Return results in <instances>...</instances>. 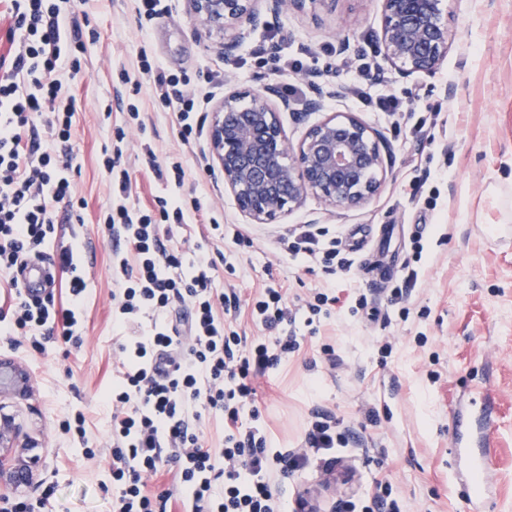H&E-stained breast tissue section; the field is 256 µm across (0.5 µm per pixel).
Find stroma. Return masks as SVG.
Returning <instances> with one entry per match:
<instances>
[{
  "label": "stroma",
  "mask_w": 512,
  "mask_h": 512,
  "mask_svg": "<svg viewBox=\"0 0 512 512\" xmlns=\"http://www.w3.org/2000/svg\"><path fill=\"white\" fill-rule=\"evenodd\" d=\"M162 12L140 20L134 0H75L73 20L85 44L81 71L70 77L76 99L73 140L80 171L73 194L82 200L79 220L60 225L65 238L81 235L97 244L84 307V341L73 348L47 342L38 351L0 335V360L22 365L31 395L7 400L25 432L39 443L38 463L26 492L53 493L42 512H112L108 453L88 459L85 446L102 441L112 423L104 393L122 341L112 327L113 242L98 222L110 198L102 166L110 132L137 105L143 125L133 130L121 165L132 181V200L177 193L185 204L200 201L204 214L175 233L172 244L193 253L206 229L205 217L234 224L243 241L213 239L214 286L243 296L272 286L291 308L314 293L335 296L330 315L313 324L297 321L299 351L273 371L258 407L273 448L300 446L313 408L335 415L354 435L337 452L355 469V483L329 481L319 462L279 486L283 507L304 488L329 483L323 512L352 506L362 512L375 484L387 479L400 512H512V0H454L446 17L454 38L441 69L388 83L400 97L399 115L373 112L349 93L359 65L336 51L337 35L374 39L382 20L380 0H336L334 10L306 7L271 19L267 29L225 58L219 36L190 12L187 0H162ZM165 74L189 80L211 104L199 111L210 125L213 106L230 91L284 85L281 59L303 62L314 76L308 96L325 91L323 112H352L380 130L391 147L389 171L365 204L326 214L315 196L273 224H250L238 212L209 155V138L191 147L178 137L172 110L155 100L152 83L134 70L140 54ZM344 87V97L330 91ZM323 112H284L290 141H298ZM438 124L429 135L412 128L430 113ZM150 143L158 162L179 156L184 184L173 189L137 156ZM431 178L423 198L412 185ZM319 223L336 247L354 260L350 270L326 275L321 266L293 259L287 241L295 229ZM418 282L401 304H391L408 267ZM390 355H382L383 345ZM494 410L484 448L483 496L469 499L465 461L452 439L457 410L478 412L484 400ZM86 418L85 439L58 432L74 413Z\"/></svg>",
  "instance_id": "1"
}]
</instances>
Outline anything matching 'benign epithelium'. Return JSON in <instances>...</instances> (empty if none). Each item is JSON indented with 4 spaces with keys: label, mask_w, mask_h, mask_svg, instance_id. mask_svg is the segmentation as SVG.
Here are the masks:
<instances>
[{
    "label": "benign epithelium",
    "mask_w": 512,
    "mask_h": 512,
    "mask_svg": "<svg viewBox=\"0 0 512 512\" xmlns=\"http://www.w3.org/2000/svg\"><path fill=\"white\" fill-rule=\"evenodd\" d=\"M194 16L212 32L224 36V57L267 26L256 0H188ZM267 12L279 15L302 10L306 4L331 0H264ZM382 22L373 48L388 64L378 73L389 79L430 76L448 57L452 35L444 16L447 0H381ZM269 84L261 93L238 91L224 97L213 111L209 152L220 168L238 211L252 224H270L315 195L334 214L364 204L379 189L386 174L388 147L376 131L352 112H333L312 125L292 144L279 114L290 110ZM29 391L26 371L0 361V393L23 396ZM19 427L0 414V485L16 487L32 475L28 461L14 454Z\"/></svg>",
    "instance_id": "obj_1"
}]
</instances>
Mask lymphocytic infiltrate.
Wrapping results in <instances>:
<instances>
[{
    "label": "lymphocytic infiltrate",
    "instance_id": "obj_1",
    "mask_svg": "<svg viewBox=\"0 0 512 512\" xmlns=\"http://www.w3.org/2000/svg\"><path fill=\"white\" fill-rule=\"evenodd\" d=\"M70 2L6 0L10 48L0 56V319L10 335L24 336L39 350L52 339L80 346L88 288L70 247L56 251L51 262L65 301L51 293L28 296L14 276L52 245L59 206L72 202L75 98L56 77L80 69L83 44L69 30ZM138 71L152 77L162 106L177 109L181 141L198 139L197 92L177 76L155 72L148 56H140ZM103 166L111 178L100 222L114 241L112 323L139 327L119 346L109 394L113 512H281L277 481L307 467L315 454L325 472H333L337 449L351 438L334 416L317 410L304 450L271 449L257 383L299 350L295 312L279 289H265L250 308L265 337L241 336L232 326L241 293L216 292L206 246L197 244L189 260L168 243L185 222L182 205L169 194L155 197L153 209L137 207L119 158H104ZM288 250L329 273L353 265L335 241L310 228L295 234ZM178 304L187 319L173 318ZM245 414L250 424H243ZM208 415L224 419L217 456L203 446L200 424ZM163 473L172 474V488L151 493L149 480Z\"/></svg>",
    "mask_w": 512,
    "mask_h": 512
}]
</instances>
